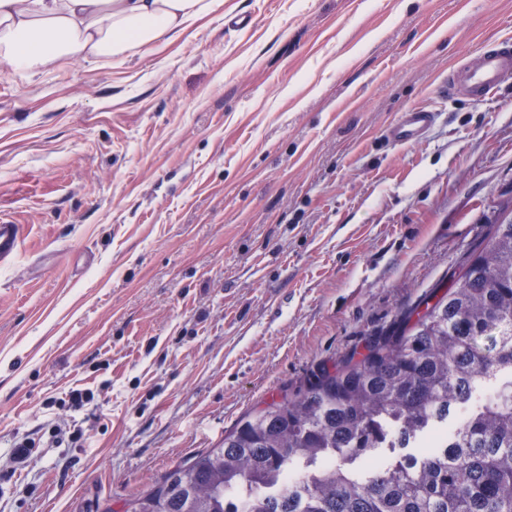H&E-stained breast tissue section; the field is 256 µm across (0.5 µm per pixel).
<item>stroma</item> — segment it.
<instances>
[{"instance_id":"35a3bbf8","label":"stroma","mask_w":512,"mask_h":512,"mask_svg":"<svg viewBox=\"0 0 512 512\" xmlns=\"http://www.w3.org/2000/svg\"><path fill=\"white\" fill-rule=\"evenodd\" d=\"M506 37L512 0H218L125 59L0 61V512H125L447 289L512 209V83L440 82ZM435 122L434 112L415 108L402 112L397 122L388 129L390 140L400 146L419 142ZM20 226L0 218V267L14 262L20 249Z\"/></svg>"}]
</instances>
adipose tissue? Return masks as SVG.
I'll use <instances>...</instances> for the list:
<instances>
[{
  "label": "adipose tissue",
  "mask_w": 512,
  "mask_h": 512,
  "mask_svg": "<svg viewBox=\"0 0 512 512\" xmlns=\"http://www.w3.org/2000/svg\"><path fill=\"white\" fill-rule=\"evenodd\" d=\"M215 0H0V60L28 79L177 41Z\"/></svg>",
  "instance_id": "obj_1"
}]
</instances>
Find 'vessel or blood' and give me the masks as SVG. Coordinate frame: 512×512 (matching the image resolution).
<instances>
[{
    "mask_svg": "<svg viewBox=\"0 0 512 512\" xmlns=\"http://www.w3.org/2000/svg\"><path fill=\"white\" fill-rule=\"evenodd\" d=\"M512 81V40L504 39L471 56L455 70L449 82V94L481 101L495 95ZM435 122V115L415 108L402 112L390 126L388 136L397 145L419 142ZM20 227L0 218V267L11 264L20 249Z\"/></svg>",
    "mask_w": 512,
    "mask_h": 512,
    "instance_id": "vessel-or-blood-1",
    "label": "vessel or blood"
}]
</instances>
